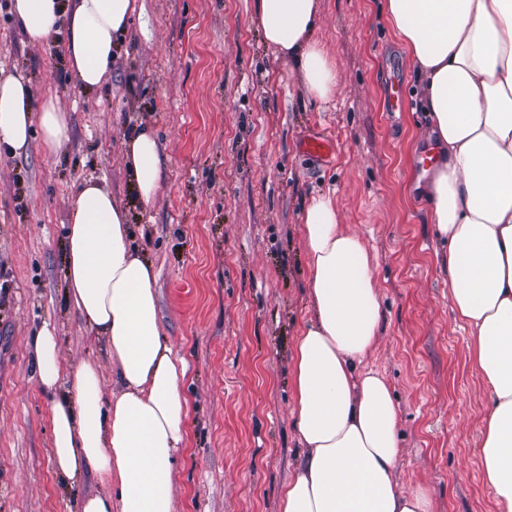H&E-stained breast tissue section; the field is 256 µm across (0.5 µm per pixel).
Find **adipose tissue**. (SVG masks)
I'll use <instances>...</instances> for the list:
<instances>
[{"label": "adipose tissue", "instance_id": "ef3b65f1", "mask_svg": "<svg viewBox=\"0 0 512 512\" xmlns=\"http://www.w3.org/2000/svg\"><path fill=\"white\" fill-rule=\"evenodd\" d=\"M135 0H12L35 42L65 32L70 71L102 85ZM387 19L419 79L432 134L446 156L426 199L439 237L453 308L471 334V358L488 390L480 460L496 512H512V0H386ZM319 0H256L266 46L301 76L306 95L328 101L336 87L314 38ZM47 151L67 135L53 101L35 105L31 82L0 76V145L26 152L32 124ZM138 197L158 189L159 145L147 130L125 141ZM313 316L291 355L293 407L303 455L284 484L280 512H431L427 489L396 478L400 421L384 377L361 364L381 320L368 249L339 227L331 196L302 216ZM66 282L81 316L103 338L117 386L101 398L96 363L64 375L56 337L34 341L38 386L49 395L57 475L103 491L80 512H174L172 465L186 445L187 366L161 340L156 273L131 246L127 216L98 181L70 204Z\"/></svg>", "mask_w": 512, "mask_h": 512}]
</instances>
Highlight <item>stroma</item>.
<instances>
[{
  "label": "stroma",
  "mask_w": 512,
  "mask_h": 512,
  "mask_svg": "<svg viewBox=\"0 0 512 512\" xmlns=\"http://www.w3.org/2000/svg\"><path fill=\"white\" fill-rule=\"evenodd\" d=\"M139 2L107 82L88 90L68 68L63 35L28 41L0 0V68L24 73L67 120L56 154L37 128L27 154L0 150V512H76L97 488L55 473L31 349L51 325L64 372L97 363L111 397L105 344L66 295L69 203L89 178L125 209L132 244L157 272L162 339L188 366L175 512H278L302 453L290 366L312 315L302 214L326 193L341 229L374 258L381 321L366 364L398 407L400 482L428 489L433 512H496L479 458L487 392L449 298L448 244L416 187L415 157L435 139L385 0H321L315 37L337 80L325 103L306 98L266 47L254 0ZM393 69L406 89L401 112L384 101ZM140 126L161 155L147 206L124 161ZM312 135L328 137L333 154H306Z\"/></svg>",
  "instance_id": "1"
}]
</instances>
